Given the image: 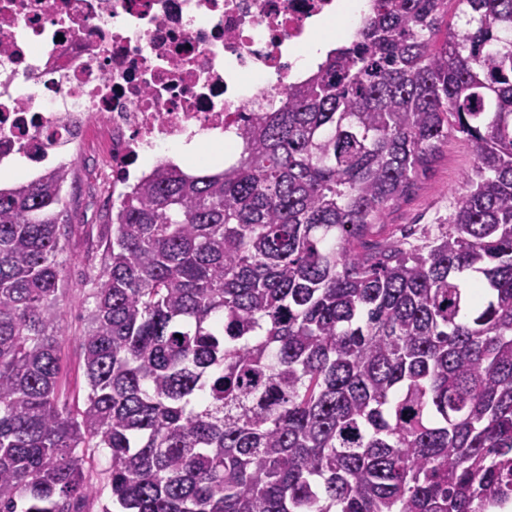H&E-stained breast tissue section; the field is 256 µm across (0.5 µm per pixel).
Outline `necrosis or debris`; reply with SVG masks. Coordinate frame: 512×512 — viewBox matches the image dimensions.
<instances>
[{"label": "necrosis or debris", "mask_w": 512, "mask_h": 512, "mask_svg": "<svg viewBox=\"0 0 512 512\" xmlns=\"http://www.w3.org/2000/svg\"><path fill=\"white\" fill-rule=\"evenodd\" d=\"M352 0H0V174L29 181L88 154L120 199L184 146L239 156L244 120L303 81L326 24L366 21Z\"/></svg>", "instance_id": "necrosis-or-debris-1"}]
</instances>
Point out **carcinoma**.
Listing matches in <instances>:
<instances>
[{"label": "carcinoma", "instance_id": "carcinoma-1", "mask_svg": "<svg viewBox=\"0 0 512 512\" xmlns=\"http://www.w3.org/2000/svg\"><path fill=\"white\" fill-rule=\"evenodd\" d=\"M456 2L446 28L448 0H369L236 165L157 168L105 212L81 405L59 385L70 170L0 186V512L512 497V0ZM450 135L474 165L448 223L372 240Z\"/></svg>", "mask_w": 512, "mask_h": 512}]
</instances>
